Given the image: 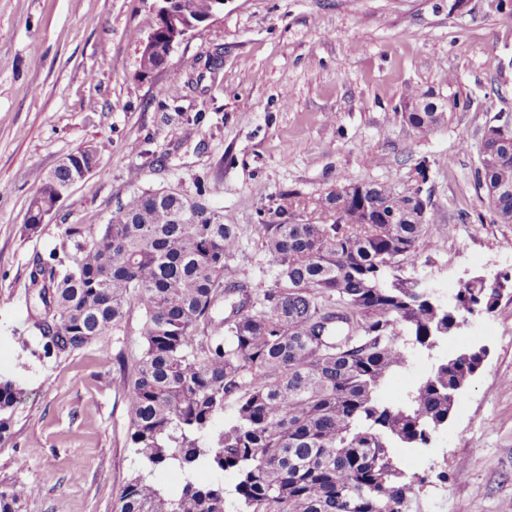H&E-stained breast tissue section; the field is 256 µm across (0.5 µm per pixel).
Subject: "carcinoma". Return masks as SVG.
<instances>
[{
	"label": "carcinoma",
	"mask_w": 512,
	"mask_h": 512,
	"mask_svg": "<svg viewBox=\"0 0 512 512\" xmlns=\"http://www.w3.org/2000/svg\"><path fill=\"white\" fill-rule=\"evenodd\" d=\"M179 5L205 16L213 0ZM402 117L419 132L444 119L426 107ZM485 149L499 162H479L478 186L498 217L512 219V134ZM97 155L89 146L54 169L30 201L27 229ZM358 188L315 199L319 224L293 222L310 203L280 196L275 220L256 228L272 282L263 290L239 281L240 228L224 223L201 189L144 192L95 231L69 225L71 250L33 259L27 295L46 312L34 319L45 356L95 343L139 314L140 355L117 364L143 470L122 487L118 512H411L424 478L406 473L395 449L429 444L477 359L448 357L402 398L382 397L407 353L435 348L462 311L398 274L400 258L434 244V217L414 216L420 190ZM456 296L497 306L481 281ZM21 393L0 377L1 443ZM230 400L232 416L218 427ZM167 468L184 474L174 496L149 479ZM226 472L235 477L230 491ZM28 494L0 486V512H21Z\"/></svg>",
	"instance_id": "obj_1"
}]
</instances>
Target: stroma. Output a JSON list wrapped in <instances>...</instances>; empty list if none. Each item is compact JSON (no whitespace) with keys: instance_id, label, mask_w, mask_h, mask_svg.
<instances>
[{"instance_id":"1","label":"stroma","mask_w":512,"mask_h":512,"mask_svg":"<svg viewBox=\"0 0 512 512\" xmlns=\"http://www.w3.org/2000/svg\"><path fill=\"white\" fill-rule=\"evenodd\" d=\"M226 0L167 65L139 78L155 0H0V374L24 396L0 443V486H27L22 512H114L139 461L128 442L118 364L141 350L138 317L59 359L41 354L26 301L36 255L71 248L70 224L106 223L118 203L176 188L241 225L240 278L270 285L256 244L281 193L415 184L426 163L432 248L404 259L440 298L462 280L512 278V223L476 169L484 127L512 113V9L500 0ZM455 102L422 134L401 117L406 89ZM101 146L93 170L36 232L29 203L67 155ZM489 355L425 448L413 512H512V296L468 316L436 350Z\"/></svg>"}]
</instances>
